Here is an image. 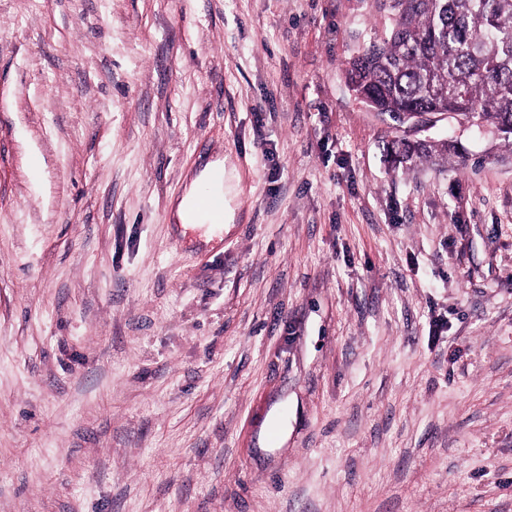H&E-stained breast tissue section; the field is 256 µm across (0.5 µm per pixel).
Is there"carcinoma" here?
<instances>
[{"label":"carcinoma","instance_id":"cac0c4a2","mask_svg":"<svg viewBox=\"0 0 512 512\" xmlns=\"http://www.w3.org/2000/svg\"><path fill=\"white\" fill-rule=\"evenodd\" d=\"M383 2L390 27L347 62L349 90L399 127L419 111L512 138V0ZM389 149L406 165L448 151V143L402 135Z\"/></svg>","mask_w":512,"mask_h":512}]
</instances>
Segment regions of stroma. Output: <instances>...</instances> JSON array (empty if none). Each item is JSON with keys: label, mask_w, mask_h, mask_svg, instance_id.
Masks as SVG:
<instances>
[{"label": "stroma", "mask_w": 512, "mask_h": 512, "mask_svg": "<svg viewBox=\"0 0 512 512\" xmlns=\"http://www.w3.org/2000/svg\"><path fill=\"white\" fill-rule=\"evenodd\" d=\"M389 25L0 0V512H512V146L394 167L342 75ZM201 189H208L211 193L224 198V162L213 160L206 163L203 170L191 182L185 194L176 207V217L183 227H195L206 224L202 216L195 214L193 206ZM204 193L198 196L195 210L207 217L213 223H220L224 217V199Z\"/></svg>", "instance_id": "35a3bbf8"}]
</instances>
